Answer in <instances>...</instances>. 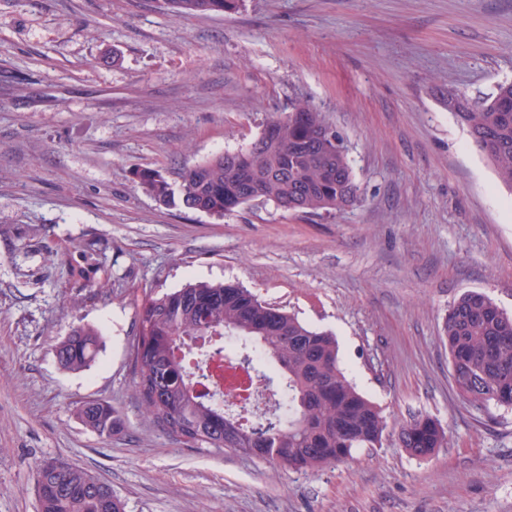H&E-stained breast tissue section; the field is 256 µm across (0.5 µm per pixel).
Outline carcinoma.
I'll list each match as a JSON object with an SVG mask.
<instances>
[{"label":"carcinoma","mask_w":512,"mask_h":512,"mask_svg":"<svg viewBox=\"0 0 512 512\" xmlns=\"http://www.w3.org/2000/svg\"><path fill=\"white\" fill-rule=\"evenodd\" d=\"M239 0H164L179 14H224ZM455 113L474 146L512 186V82ZM342 135L325 113L297 102L273 112L247 148L208 158L185 170L177 184L159 171H136L137 184L156 202L224 216L256 200L287 211L336 212L359 200V186L338 143ZM132 353L133 390L146 412L168 434L188 446L208 444L293 470L314 471L373 448L388 428L383 410L350 379L336 336L259 300L237 282L187 283L175 291L146 296L138 310ZM442 340L451 376L472 408L494 404L512 409V315L486 293L467 291L448 309ZM103 344L100 329L78 323L53 348L59 366L81 370ZM246 356L257 379L278 378L274 409L229 413L209 390L196 386L208 367ZM76 418L100 436L124 427L108 404H76ZM447 440L446 429L420 415L399 426L400 446L420 459ZM39 512H125L112 487L63 459L36 467Z\"/></svg>","instance_id":"cac0c4a2"}]
</instances>
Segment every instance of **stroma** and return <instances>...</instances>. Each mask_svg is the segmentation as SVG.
Masks as SVG:
<instances>
[{
    "mask_svg": "<svg viewBox=\"0 0 512 512\" xmlns=\"http://www.w3.org/2000/svg\"><path fill=\"white\" fill-rule=\"evenodd\" d=\"M506 81L512 0H240L184 17L161 0H0V512H38L35 468L56 458L126 512H512V410L466 405L441 340L465 291L512 312V190L447 98ZM298 101L342 134L356 206L217 217L138 187L136 169L178 182ZM227 280L335 334L388 418L379 445L297 472L187 446L148 416L131 370L143 298ZM77 323L103 347L70 372L53 347ZM83 400L123 429H87ZM420 414L450 431L424 460L397 440ZM76 418L88 429L101 436H112L124 427L122 415L111 405L89 400L76 404Z\"/></svg>",
    "mask_w": 512,
    "mask_h": 512,
    "instance_id": "35a3bbf8",
    "label": "stroma"
}]
</instances>
